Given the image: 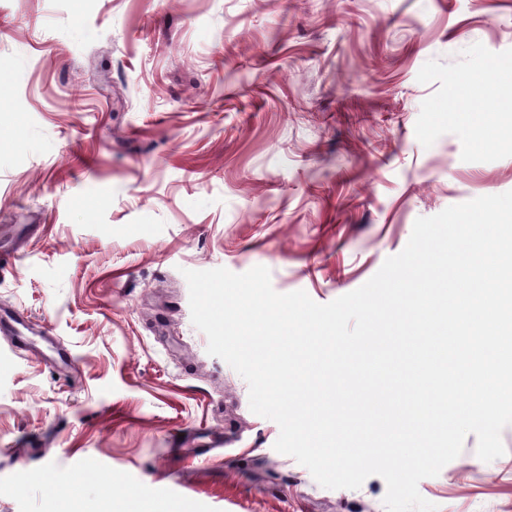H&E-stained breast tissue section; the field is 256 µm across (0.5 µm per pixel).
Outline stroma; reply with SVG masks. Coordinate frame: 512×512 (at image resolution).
Masks as SVG:
<instances>
[{
    "label": "stroma",
    "mask_w": 512,
    "mask_h": 512,
    "mask_svg": "<svg viewBox=\"0 0 512 512\" xmlns=\"http://www.w3.org/2000/svg\"><path fill=\"white\" fill-rule=\"evenodd\" d=\"M504 57L512 0H0V225L29 228L0 311L34 345L0 337V512H386L381 477L327 489L274 450L183 272L326 304L417 218L512 191V128L460 118L512 97ZM502 442L420 494L512 512Z\"/></svg>",
    "instance_id": "obj_1"
}]
</instances>
